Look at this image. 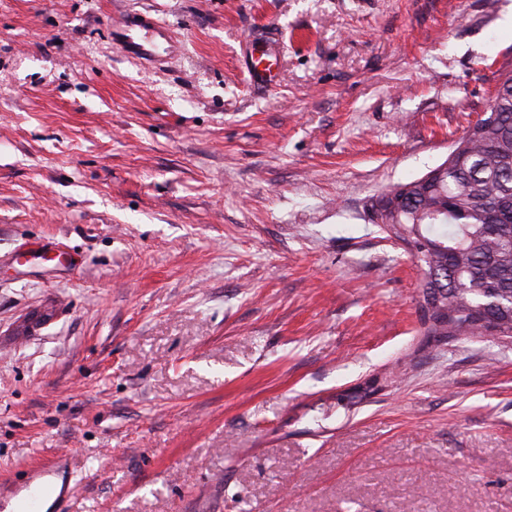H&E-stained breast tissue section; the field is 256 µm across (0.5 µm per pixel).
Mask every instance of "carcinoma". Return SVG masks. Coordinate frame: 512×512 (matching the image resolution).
<instances>
[{
  "label": "carcinoma",
  "mask_w": 512,
  "mask_h": 512,
  "mask_svg": "<svg viewBox=\"0 0 512 512\" xmlns=\"http://www.w3.org/2000/svg\"><path fill=\"white\" fill-rule=\"evenodd\" d=\"M492 125L466 131V148L434 184L407 183L396 233L423 244L425 275L441 273L433 336L480 335L496 322L512 338V84L490 103Z\"/></svg>",
  "instance_id": "obj_1"
}]
</instances>
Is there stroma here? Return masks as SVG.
<instances>
[{
    "label": "stroma",
    "instance_id": "35a3bbf8",
    "mask_svg": "<svg viewBox=\"0 0 512 512\" xmlns=\"http://www.w3.org/2000/svg\"><path fill=\"white\" fill-rule=\"evenodd\" d=\"M511 15L0 0V512L52 464L68 512H512V339L427 336L367 212L485 118ZM162 29L159 20L139 15L115 30L116 44L125 54L154 62L160 56L155 39L165 40ZM259 45H266L270 47L265 41H262L261 39L257 40L255 38L252 41V53L250 54V59L246 61V65L249 71L251 83L258 89H266L269 86H272L275 82V76L271 74L273 64L270 63L268 59L273 57L275 53L272 49H268L258 57L257 50Z\"/></svg>",
    "mask_w": 512,
    "mask_h": 512
}]
</instances>
